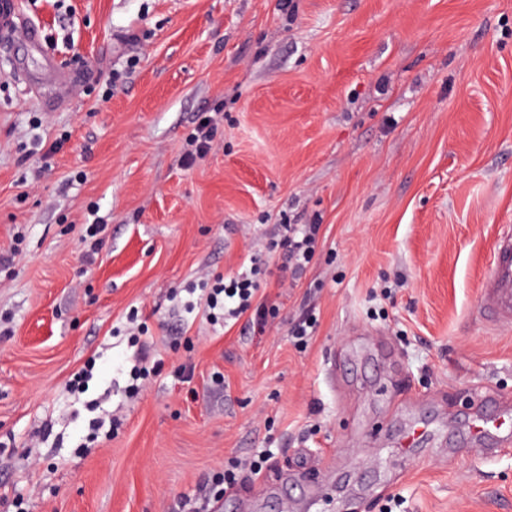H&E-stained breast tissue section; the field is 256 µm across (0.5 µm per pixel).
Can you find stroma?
Instances as JSON below:
<instances>
[{
    "instance_id": "obj_1",
    "label": "stroma",
    "mask_w": 512,
    "mask_h": 512,
    "mask_svg": "<svg viewBox=\"0 0 512 512\" xmlns=\"http://www.w3.org/2000/svg\"><path fill=\"white\" fill-rule=\"evenodd\" d=\"M17 2L43 42L0 35V500L512 512V446L470 433L478 398L512 410V324L479 309L512 225V0ZM204 112L214 148L184 166ZM282 223L321 227L291 288ZM251 254L265 335L189 310ZM136 338L159 370L132 396ZM419 419L438 435L390 457ZM262 450V477L206 496Z\"/></svg>"
}]
</instances>
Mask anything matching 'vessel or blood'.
Listing matches in <instances>:
<instances>
[{"label":"vessel or blood","mask_w":512,"mask_h":512,"mask_svg":"<svg viewBox=\"0 0 512 512\" xmlns=\"http://www.w3.org/2000/svg\"><path fill=\"white\" fill-rule=\"evenodd\" d=\"M0 33L19 35L31 47H40L39 27L24 21L14 0H0ZM480 312L490 323H512V227L504 226L493 248L490 268L481 284ZM479 438L512 434V417L496 406L483 404L472 424Z\"/></svg>","instance_id":"vessel-or-blood-1"}]
</instances>
